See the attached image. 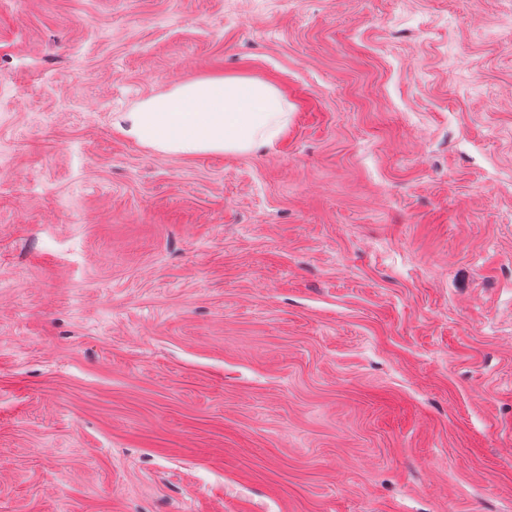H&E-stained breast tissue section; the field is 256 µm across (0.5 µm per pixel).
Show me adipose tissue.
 <instances>
[{
    "instance_id": "1",
    "label": "adipose tissue",
    "mask_w": 512,
    "mask_h": 512,
    "mask_svg": "<svg viewBox=\"0 0 512 512\" xmlns=\"http://www.w3.org/2000/svg\"><path fill=\"white\" fill-rule=\"evenodd\" d=\"M117 127L124 136L166 156L248 155L285 134L288 103L262 80L206 77L174 83L146 97Z\"/></svg>"
}]
</instances>
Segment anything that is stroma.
Segmentation results:
<instances>
[{"label":"stroma","instance_id":"35a3bbf8","mask_svg":"<svg viewBox=\"0 0 512 512\" xmlns=\"http://www.w3.org/2000/svg\"><path fill=\"white\" fill-rule=\"evenodd\" d=\"M0 512H512V0H0ZM117 127L124 136L166 156L248 155L285 134L288 102L262 80L206 77L174 83L146 97Z\"/></svg>","mask_w":512,"mask_h":512}]
</instances>
